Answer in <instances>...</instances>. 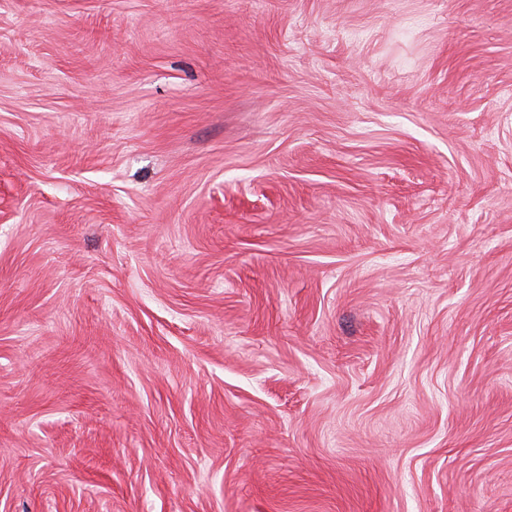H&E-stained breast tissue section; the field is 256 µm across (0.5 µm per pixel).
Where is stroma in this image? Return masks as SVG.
<instances>
[{
    "mask_svg": "<svg viewBox=\"0 0 512 512\" xmlns=\"http://www.w3.org/2000/svg\"><path fill=\"white\" fill-rule=\"evenodd\" d=\"M0 512H512V0H0Z\"/></svg>",
    "mask_w": 512,
    "mask_h": 512,
    "instance_id": "1",
    "label": "stroma"
}]
</instances>
